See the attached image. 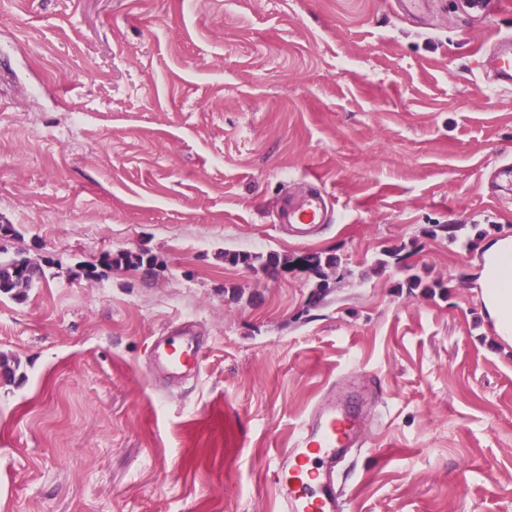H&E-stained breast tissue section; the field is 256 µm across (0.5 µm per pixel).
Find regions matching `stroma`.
<instances>
[{
    "instance_id": "stroma-1",
    "label": "stroma",
    "mask_w": 512,
    "mask_h": 512,
    "mask_svg": "<svg viewBox=\"0 0 512 512\" xmlns=\"http://www.w3.org/2000/svg\"><path fill=\"white\" fill-rule=\"evenodd\" d=\"M510 34L512 0H0V261L44 272L0 293V512H279L278 450L357 371L348 512H512V345L477 284L512 236V90L481 66ZM313 177L337 218L289 240ZM392 247L443 291L398 289ZM226 250L339 266L318 298ZM160 336L192 373L154 369Z\"/></svg>"
}]
</instances>
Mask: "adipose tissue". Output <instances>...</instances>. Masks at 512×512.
I'll use <instances>...</instances> for the list:
<instances>
[{"instance_id":"ef3b65f1","label":"adipose tissue","mask_w":512,"mask_h":512,"mask_svg":"<svg viewBox=\"0 0 512 512\" xmlns=\"http://www.w3.org/2000/svg\"><path fill=\"white\" fill-rule=\"evenodd\" d=\"M479 283L497 337L512 345V237L492 239L484 245Z\"/></svg>"}]
</instances>
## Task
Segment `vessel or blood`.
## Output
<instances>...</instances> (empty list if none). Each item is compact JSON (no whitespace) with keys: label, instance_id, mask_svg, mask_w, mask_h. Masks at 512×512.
I'll return each mask as SVG.
<instances>
[{"label":"vessel or blood","instance_id":"vessel-or-blood-1","mask_svg":"<svg viewBox=\"0 0 512 512\" xmlns=\"http://www.w3.org/2000/svg\"><path fill=\"white\" fill-rule=\"evenodd\" d=\"M484 63L497 86L512 88V41L501 40L487 52ZM280 221L293 236L304 239L316 224L330 221L327 195L313 189L280 212ZM190 344L161 337L155 347L156 368L177 375L193 368ZM362 429L348 403L333 397L319 402L300 426L289 447L278 457L285 464L275 474L280 512H347L340 482L342 469L354 451L363 448Z\"/></svg>","mask_w":512,"mask_h":512}]
</instances>
